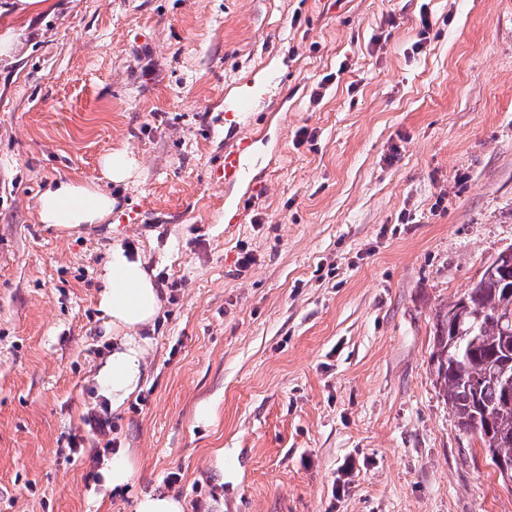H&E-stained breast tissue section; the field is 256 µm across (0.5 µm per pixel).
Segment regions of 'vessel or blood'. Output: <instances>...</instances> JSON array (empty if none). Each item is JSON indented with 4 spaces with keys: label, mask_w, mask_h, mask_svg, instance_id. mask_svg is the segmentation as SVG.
Returning <instances> with one entry per match:
<instances>
[{
    "label": "vessel or blood",
    "mask_w": 512,
    "mask_h": 512,
    "mask_svg": "<svg viewBox=\"0 0 512 512\" xmlns=\"http://www.w3.org/2000/svg\"><path fill=\"white\" fill-rule=\"evenodd\" d=\"M257 136L250 133H242L230 145L224 148L223 163L215 171L217 179L223 182L225 188H236L241 192L240 197L225 199L224 221L228 224H242L246 221L247 211L244 199L251 196L258 189V184L253 181L251 173L260 159L257 154Z\"/></svg>",
    "instance_id": "b4317fda"
}]
</instances>
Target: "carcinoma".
<instances>
[{
    "label": "carcinoma",
    "mask_w": 512,
    "mask_h": 512,
    "mask_svg": "<svg viewBox=\"0 0 512 512\" xmlns=\"http://www.w3.org/2000/svg\"><path fill=\"white\" fill-rule=\"evenodd\" d=\"M437 325L436 383L459 429L478 435L493 468L512 462V274L485 268Z\"/></svg>",
    "instance_id": "cac0c4a2"
}]
</instances>
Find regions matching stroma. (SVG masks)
I'll return each mask as SVG.
<instances>
[{"label": "stroma", "mask_w": 512, "mask_h": 512, "mask_svg": "<svg viewBox=\"0 0 512 512\" xmlns=\"http://www.w3.org/2000/svg\"><path fill=\"white\" fill-rule=\"evenodd\" d=\"M57 2L0 58V512H135L152 488L185 512H512L431 362L438 312L512 245V0ZM248 129L261 221L231 226L209 174ZM117 150L135 223L38 222L41 192ZM117 243L162 307L114 409L93 376ZM91 412L135 462L125 491L101 482ZM241 92L235 101L224 112V121L234 122L239 113L246 111L250 106L253 84L250 76L238 82Z\"/></svg>", "instance_id": "35a3bbf8"}]
</instances>
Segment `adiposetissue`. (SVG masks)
<instances>
[{"mask_svg": "<svg viewBox=\"0 0 512 512\" xmlns=\"http://www.w3.org/2000/svg\"><path fill=\"white\" fill-rule=\"evenodd\" d=\"M135 163L127 153L116 151L102 162L103 184L78 179L57 181L37 200L40 223L77 231L84 225L100 224L112 214L114 201L105 183H123L132 178ZM100 279L103 283L98 308L103 324L112 335V352L98 368L94 382L98 394L113 406L122 405L138 388L147 371L142 332L151 327L160 310V292L141 258L131 257L114 246Z\"/></svg>", "mask_w": 512, "mask_h": 512, "instance_id": "1", "label": "adipose tissue"}]
</instances>
